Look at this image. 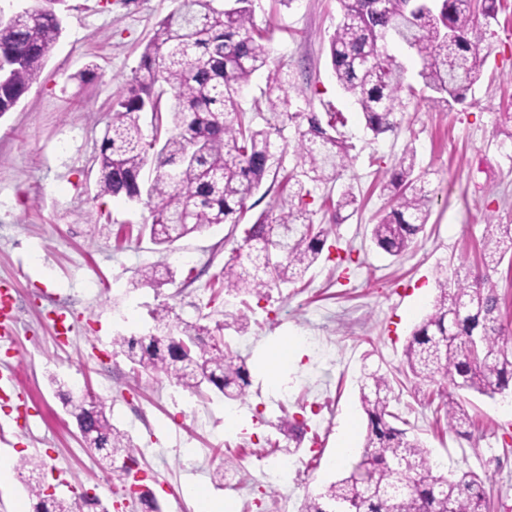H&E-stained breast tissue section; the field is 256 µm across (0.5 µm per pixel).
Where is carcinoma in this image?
I'll return each mask as SVG.
<instances>
[{
    "instance_id": "carcinoma-1",
    "label": "carcinoma",
    "mask_w": 512,
    "mask_h": 512,
    "mask_svg": "<svg viewBox=\"0 0 512 512\" xmlns=\"http://www.w3.org/2000/svg\"><path fill=\"white\" fill-rule=\"evenodd\" d=\"M8 15L0 42V58L20 59L0 88V116L13 109L39 79L49 53L62 33V17L54 5ZM253 0H236L228 11L214 0H176L155 28L135 77L112 104L98 156L97 196H124L144 205L149 216L140 233L157 245L216 224L240 223L247 200L270 177H278L287 140L284 126L295 129L296 165L278 183L281 190L337 181L351 166L349 146L338 127L341 112L290 111L282 80L283 64L271 57L253 22ZM342 15L329 39V57L340 88L359 107L374 136L401 130L407 105L416 98L405 71L386 47L391 36L421 60L422 90L433 93L436 106L462 101L479 81L490 47L469 39L477 16L494 19L500 0H340ZM266 68V88L254 100V111L242 108V92L255 72ZM151 114L155 129L166 127L162 145L148 141L142 116ZM264 121L254 124L256 118ZM382 190L389 209L370 228L373 244L400 257L416 243L430 217L431 191L426 171L416 168V148L408 143L395 172ZM353 186H345L333 204L331 224H314L293 204L260 215L244 229L224 262V295L264 297L284 284L301 280L320 259L342 212L355 208ZM512 254V224H487L483 266L497 268ZM173 277L166 267L146 268L137 283L159 286ZM437 295L426 318L412 331L405 348L406 372L432 384L489 398L512 387V332L500 320V298L486 274L460 267L436 279ZM156 333L117 336L115 353L134 373L164 375L183 389L218 390L224 399L246 395L245 359L224 344L213 329L180 318L173 307L152 311ZM360 400L367 431L359 460L349 474L308 496L300 512H490L478 474L444 476L434 471L431 451L397 426L401 417L390 409L394 388L380 370L363 371ZM69 414L89 421L84 444L103 469L119 482L125 469L118 458L135 460L128 434L114 426L102 401L90 405L64 398ZM448 430L466 435L470 417L453 398L441 402ZM43 463L24 458L34 512H73L65 500L46 492Z\"/></svg>"
}]
</instances>
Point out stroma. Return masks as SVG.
I'll return each mask as SVG.
<instances>
[{
	"label": "stroma",
	"mask_w": 512,
	"mask_h": 512,
	"mask_svg": "<svg viewBox=\"0 0 512 512\" xmlns=\"http://www.w3.org/2000/svg\"><path fill=\"white\" fill-rule=\"evenodd\" d=\"M173 7V0H64L63 32L39 80L0 116V286L13 296L0 322V376L11 380L0 393V457L41 459L48 492L73 502L94 495L108 512H194L182 493L191 481L234 512H299L306 496L344 474L334 458L347 418L356 420L355 447L363 445L359 377L369 368L393 379V409L430 448L439 473H477L492 512H512V474L500 468L501 457L512 456V398L439 388L404 372L405 345L431 308L440 270L480 267L486 222L512 224V0H503L497 19L477 22L490 54L467 98L442 110L419 93L396 138L372 136L331 70L339 0H255V26L284 65L293 111L347 119L353 168L339 182L311 186L303 208L313 223L333 224L328 202L341 186L353 185L358 198L305 279L261 299L224 294L229 225L163 248L137 233L147 209L97 194L112 102ZM409 142L430 172L431 216L413 248L394 258L372 244L369 229L388 206L380 186ZM158 264L172 279L135 287L138 271ZM164 303L183 319L223 324L225 342L249 371L244 400L201 398L163 376L134 377L113 354V337L149 334L151 312ZM61 320L68 336L56 334ZM287 337L298 339L300 353L269 371L265 349ZM85 389L132 439L153 507L130 498L85 447L62 399ZM442 392L468 413V435L449 432L438 410ZM291 416L307 425L298 448L280 444L277 426ZM275 458L299 470V483L279 482L269 466ZM228 460L233 469L216 482Z\"/></svg>",
	"instance_id": "obj_1"
}]
</instances>
